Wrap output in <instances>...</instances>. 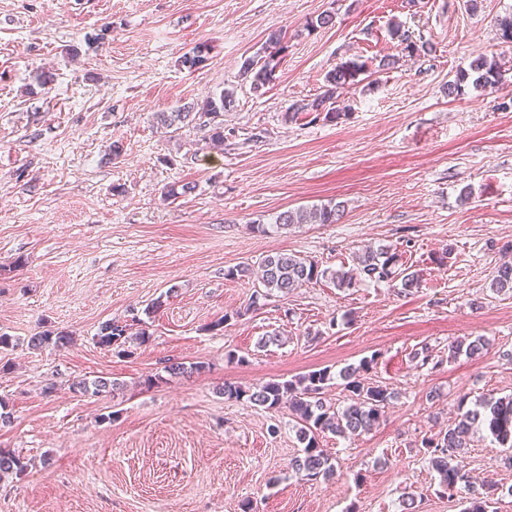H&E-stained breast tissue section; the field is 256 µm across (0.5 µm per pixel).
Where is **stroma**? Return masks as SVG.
Wrapping results in <instances>:
<instances>
[{
    "instance_id": "obj_1",
    "label": "stroma",
    "mask_w": 512,
    "mask_h": 512,
    "mask_svg": "<svg viewBox=\"0 0 512 512\" xmlns=\"http://www.w3.org/2000/svg\"><path fill=\"white\" fill-rule=\"evenodd\" d=\"M325 13L332 25L310 28ZM508 16L512 0H0V334L13 339L0 350L10 414L0 448L26 463L0 480V512H242L246 502L253 512H406L411 501L463 512L421 441L454 421L460 395L512 394V292L490 287L512 262ZM397 22L433 52L404 51ZM279 29L286 55L254 92L241 63ZM201 44L203 66H178ZM386 56L394 67L379 68ZM480 56L497 61V87L449 94ZM349 59L366 67L338 96L341 118L286 121ZM228 90L223 147L155 121ZM188 181L195 193L164 199ZM329 202L336 223L256 229L264 215ZM370 244L397 246L421 287L342 291L323 280L254 310L257 282L224 276L274 252L336 269ZM164 293L132 357L98 344L101 322ZM45 330L72 341L31 347ZM272 333L281 344L260 346ZM479 336L482 353L449 354ZM425 347L440 369L422 364ZM369 356L368 381L392 397L371 431L323 435L336 467L326 480L292 471L300 445L288 409L220 393ZM173 362L206 369L163 379ZM99 378L124 388L73 389ZM466 457L474 487L496 489L493 512H512L503 448L483 433Z\"/></svg>"
}]
</instances>
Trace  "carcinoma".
Here are the masks:
<instances>
[{"instance_id": "1", "label": "carcinoma", "mask_w": 512, "mask_h": 512, "mask_svg": "<svg viewBox=\"0 0 512 512\" xmlns=\"http://www.w3.org/2000/svg\"><path fill=\"white\" fill-rule=\"evenodd\" d=\"M394 34L404 44L408 52L428 53L433 50L430 43H417L412 35L400 29ZM282 32H273L264 48L265 55L248 57L240 67V76L250 82L251 89L260 91L276 80L279 55L284 50ZM205 47L197 46L180 56L178 64L193 69L205 61ZM364 70V64L348 60L337 64L325 76L324 90L312 99H300L288 107L286 116L292 121L304 112L314 114L312 121L333 122L339 118L336 110L338 89L354 84ZM480 88H495L501 78L498 64L484 57L470 63L469 69L457 74L455 81L448 83V93H459L468 79ZM233 103L232 94L221 92L217 97H206L184 105L175 112L159 113L157 119L164 127L177 133L181 127L195 123L208 130V140L214 146L224 144V122L219 120L224 110ZM197 185L184 182L170 185L164 190L167 200L175 201L195 192ZM340 208L336 204L316 205L309 209L298 208L284 212H274L266 217L267 224H258L256 229L266 232L267 225L276 227L291 224H334L339 219ZM399 254L390 245L369 246L359 253L352 267L329 271L321 268L315 260L296 254L277 253L268 255L260 262L259 282L264 288L262 296L275 293L288 294L307 283L321 279L331 280L337 288L351 290L370 283L391 282L401 278L402 288L410 290L421 286L422 279L416 272H406L396 268ZM491 288L497 292L512 290V263L504 262L494 271ZM141 319L132 317V322L106 320L99 324L97 341L100 345L112 348L117 356L129 358L134 355V345L146 341L148 333L141 328L132 331L133 323ZM70 342V336L63 332H43L35 335L31 344L36 347L52 345L62 348ZM371 359H362L357 365H348L339 372L349 392V405L339 408L324 398L325 390L333 379L330 369L319 370L294 376L288 380L274 379L260 386L244 388L232 384L224 385L223 395L229 400L247 399L253 405L269 412H277L287 407L296 422V437L301 449L292 459L291 468L309 481L321 477L328 478L334 473V465L324 449L320 448L319 437L331 433L345 437L371 430L378 422L391 393L380 385L364 382L361 374L369 370ZM205 369L201 362L186 365L182 362L164 366L170 376H190ZM123 384L114 380H96L91 384L80 381L76 388L87 393H99L107 389L118 390ZM460 417L448 430L422 439L431 467L440 476L442 492L452 497L468 490L467 507L464 512H488L490 492H479L471 488L464 461V449L471 447L474 434L484 431L499 447L512 449V394L505 397L483 398L468 405V397L463 395L458 404ZM24 468L21 458L13 452L0 449V479Z\"/></svg>"}]
</instances>
